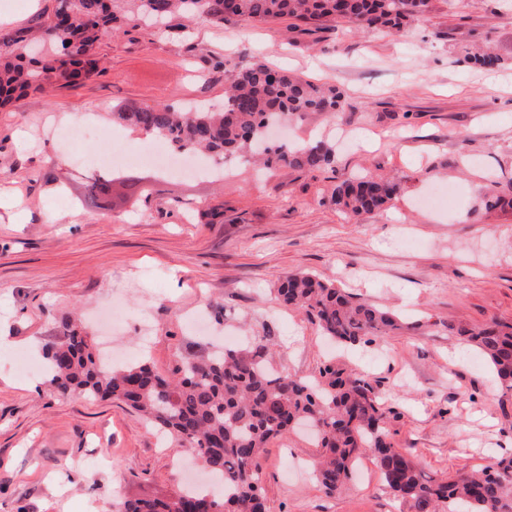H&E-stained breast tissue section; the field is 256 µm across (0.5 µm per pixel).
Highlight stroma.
<instances>
[{"instance_id":"1","label":"stroma","mask_w":512,"mask_h":512,"mask_svg":"<svg viewBox=\"0 0 512 512\" xmlns=\"http://www.w3.org/2000/svg\"><path fill=\"white\" fill-rule=\"evenodd\" d=\"M485 44L497 67L465 63ZM98 53L101 74L0 109V512H113L117 500L179 489L188 448L112 401L28 391L30 377L12 363L19 354L43 363L61 316L89 318L117 297L115 342L130 362L145 356L169 374L205 351L210 339L189 317L207 306L221 312L224 334L274 338L285 374L317 375L331 355L368 368L392 410L391 437L428 477L512 456V392L477 349L448 334L490 318L512 324V211L481 210L491 183L512 178V0H430L428 13L391 35L343 21L309 30L176 18L162 30L107 33ZM227 55L343 91L335 117L295 119L281 140L320 136L335 151L331 168L260 170L235 158L219 180L129 161L134 149L164 144L113 123V108L223 106L215 63ZM74 113L109 138L61 148L53 132ZM331 124L358 144H338ZM75 154L119 159L112 209L82 204L87 171ZM362 174L399 176L405 188L385 211L352 217L331 193ZM297 271L422 327L331 352L314 322L275 300L280 278ZM316 453L303 431L268 442V512H409L374 465L326 496L307 469Z\"/></svg>"}]
</instances>
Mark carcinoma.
Wrapping results in <instances>:
<instances>
[{"instance_id":"1","label":"carcinoma","mask_w":512,"mask_h":512,"mask_svg":"<svg viewBox=\"0 0 512 512\" xmlns=\"http://www.w3.org/2000/svg\"><path fill=\"white\" fill-rule=\"evenodd\" d=\"M114 0H57L52 13L26 28L0 36V106L51 87H67L100 72L98 44L118 22L142 18H202L212 23L251 24L293 20L319 24L343 20L363 31L399 30L428 10L430 0H136V12L119 16ZM466 62L492 67L488 50ZM216 67L227 86L224 106L190 111L171 105L124 107L112 119L165 140L171 147L213 156L246 154L273 124L290 116L334 115L343 92L256 60L223 58ZM334 162L331 147L318 142L264 149L268 167L320 170ZM403 180L355 176L336 187L332 202L362 216L381 210L402 191ZM112 179L87 177L83 202L97 209L112 203ZM485 212L512 209V180L485 195ZM283 305L314 319L323 335L344 346L369 344L395 330L417 331L396 311L357 299L335 283L307 272L290 273L276 289ZM59 334L46 346L45 385L58 394L78 393L126 404L147 423L195 452L221 483L216 493L120 501L114 512H266L261 491L263 449L294 426L316 429L315 478L327 495L342 490L353 462L370 454L385 488L412 512H512V459L480 472L431 481L410 451L386 429L391 410L367 375L330 362L319 377L284 375L272 365L274 342L264 336L239 348L190 354L166 376L146 361L109 368L96 357L80 320L60 318ZM448 334L475 346L502 388L512 390V325L497 319L469 328L448 325Z\"/></svg>"}]
</instances>
